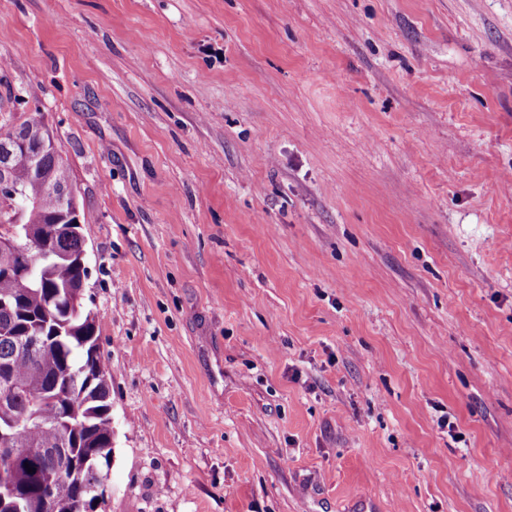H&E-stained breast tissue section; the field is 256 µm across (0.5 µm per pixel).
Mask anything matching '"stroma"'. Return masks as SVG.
<instances>
[{
	"mask_svg": "<svg viewBox=\"0 0 512 512\" xmlns=\"http://www.w3.org/2000/svg\"><path fill=\"white\" fill-rule=\"evenodd\" d=\"M73 169L105 512H512V0H0Z\"/></svg>",
	"mask_w": 512,
	"mask_h": 512,
	"instance_id": "1",
	"label": "stroma"
}]
</instances>
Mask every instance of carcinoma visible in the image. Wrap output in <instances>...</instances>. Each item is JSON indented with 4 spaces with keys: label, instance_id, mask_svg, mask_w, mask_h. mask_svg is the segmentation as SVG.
<instances>
[{
    "label": "carcinoma",
    "instance_id": "1",
    "mask_svg": "<svg viewBox=\"0 0 512 512\" xmlns=\"http://www.w3.org/2000/svg\"><path fill=\"white\" fill-rule=\"evenodd\" d=\"M17 140V148L37 150L50 138V128L39 110L22 121L16 113H0V137ZM9 179L15 196L0 201V231L17 215L21 223L37 233L47 232L46 245L61 252L49 260H34L32 277L18 280L6 273L10 255L0 252V328L15 336L0 335V364L21 388L0 406L3 417L14 418L5 429L10 447L68 449L64 458L45 454L28 462H13L0 453V474H5L9 492L0 497V512H103L105 501L93 503L81 476L86 458L108 472L112 464V417L110 386L98 354L96 316L68 312L72 286L88 276L78 263L84 237L62 222L59 188H74L70 168L61 154L45 153L36 165L18 160L11 165ZM36 336L43 346L27 351L19 337ZM71 380L78 412L68 399L57 398L56 387ZM33 468L30 473L27 468ZM55 473L53 494L44 495L42 480Z\"/></svg>",
    "mask_w": 512,
    "mask_h": 512
}]
</instances>
